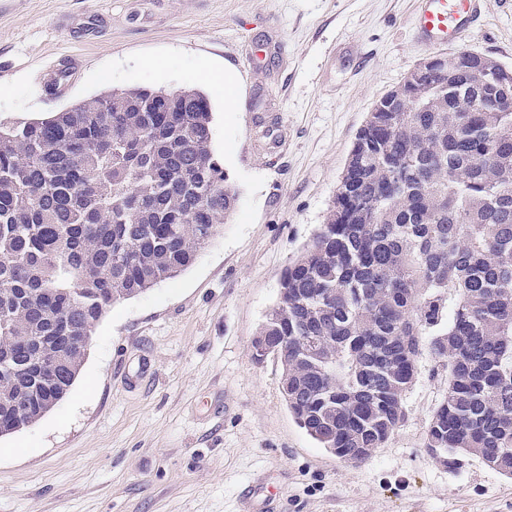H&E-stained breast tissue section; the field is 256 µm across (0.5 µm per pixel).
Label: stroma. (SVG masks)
Segmentation results:
<instances>
[{"mask_svg": "<svg viewBox=\"0 0 512 512\" xmlns=\"http://www.w3.org/2000/svg\"><path fill=\"white\" fill-rule=\"evenodd\" d=\"M413 0H9L0 121L30 122L112 89L205 91L211 147L236 208L176 277L114 303L69 393L0 437V512H241L256 478L277 512H512V478L425 447L448 386L426 355L386 447L351 465L288 410L276 359L251 344L280 277L336 196L374 103L421 61ZM456 41L512 69V0ZM37 53L83 60L61 94H31ZM250 86L264 128L205 77Z\"/></svg>", "mask_w": 512, "mask_h": 512, "instance_id": "stroma-1", "label": "stroma"}]
</instances>
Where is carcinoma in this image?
Returning <instances> with one entry per match:
<instances>
[{
	"instance_id": "carcinoma-1",
	"label": "carcinoma",
	"mask_w": 512,
	"mask_h": 512,
	"mask_svg": "<svg viewBox=\"0 0 512 512\" xmlns=\"http://www.w3.org/2000/svg\"><path fill=\"white\" fill-rule=\"evenodd\" d=\"M481 58L368 113L253 340L299 427L352 465L403 422L425 353L448 374L425 447L512 477V87L474 85ZM236 201L197 89L0 124V436L49 413L112 304L189 267Z\"/></svg>"
}]
</instances>
